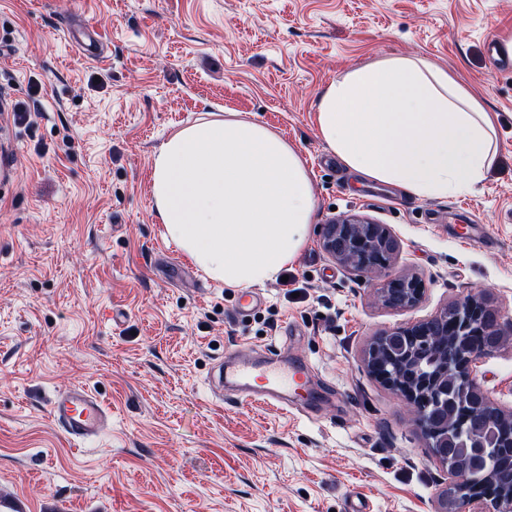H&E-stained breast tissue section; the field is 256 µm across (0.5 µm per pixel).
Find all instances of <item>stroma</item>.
<instances>
[{
	"label": "stroma",
	"mask_w": 512,
	"mask_h": 512,
	"mask_svg": "<svg viewBox=\"0 0 512 512\" xmlns=\"http://www.w3.org/2000/svg\"><path fill=\"white\" fill-rule=\"evenodd\" d=\"M87 20L102 57L69 24ZM512 0H0V512H437L446 473L402 400L368 375L373 336L484 293L507 339L474 368L512 409ZM392 54L421 55L491 112L497 156L470 193L422 199L357 181L318 136L322 90ZM239 112L293 146L316 219L262 304L182 271L149 193L154 152L202 113ZM387 225L392 268L423 300L377 304L385 272L322 248L341 217ZM483 227L481 242L460 238ZM246 346L308 363L314 406L211 392ZM91 388L111 429L71 444L55 394ZM85 28L84 26L79 29H70L69 34H72V37L74 39V43L79 49L80 53L87 59L91 60H97L101 58L100 53L98 52V46L101 43L99 39V35L95 34L92 27L88 26L86 27L85 31V39L81 40L75 37L74 33L77 30H82ZM91 28V30H90ZM92 32V34H91Z\"/></svg>",
	"instance_id": "stroma-1"
}]
</instances>
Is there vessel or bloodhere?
<instances>
[{"label":"vessel or blood","mask_w":512,"mask_h":512,"mask_svg":"<svg viewBox=\"0 0 512 512\" xmlns=\"http://www.w3.org/2000/svg\"><path fill=\"white\" fill-rule=\"evenodd\" d=\"M307 370L287 365L276 357L255 363L249 349H238L229 366L219 369L212 381L216 389L229 386L252 394L266 403L279 402L285 391L301 386ZM51 418L73 440L99 435L112 423V410L84 385L58 392L50 407Z\"/></svg>","instance_id":"1"}]
</instances>
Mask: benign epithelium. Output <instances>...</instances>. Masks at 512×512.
Here are the masks:
<instances>
[{
  "label": "benign epithelium",
  "instance_id": "benign-epithelium-1",
  "mask_svg": "<svg viewBox=\"0 0 512 512\" xmlns=\"http://www.w3.org/2000/svg\"><path fill=\"white\" fill-rule=\"evenodd\" d=\"M324 251L346 268L358 272L384 269L399 252L396 237L381 224L341 218L322 226ZM425 294L422 279L401 271L388 275L377 292L387 308L404 310L417 305ZM504 340L500 309L484 294L446 305L411 326L384 332L371 339L364 353L367 372L400 397L410 421L422 432L432 456L446 468L448 486L438 512H512V468L501 478V490L485 495L480 486L493 479L502 448L512 447L497 433L477 438L512 413L495 406L484 393L472 365L482 354L499 348ZM409 372L401 384L388 365ZM435 364L434 373L418 376L422 364Z\"/></svg>",
  "mask_w": 512,
  "mask_h": 512
}]
</instances>
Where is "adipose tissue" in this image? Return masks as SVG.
<instances>
[{
    "label": "adipose tissue",
    "instance_id": "ef3b65f1",
    "mask_svg": "<svg viewBox=\"0 0 512 512\" xmlns=\"http://www.w3.org/2000/svg\"><path fill=\"white\" fill-rule=\"evenodd\" d=\"M314 125L351 174L421 198L473 191L497 154L491 114L420 56L348 70L320 94ZM150 195L166 237L232 288L264 284L293 263L315 220L298 152L237 114H208L170 134L153 155Z\"/></svg>",
    "mask_w": 512,
    "mask_h": 512
}]
</instances>
